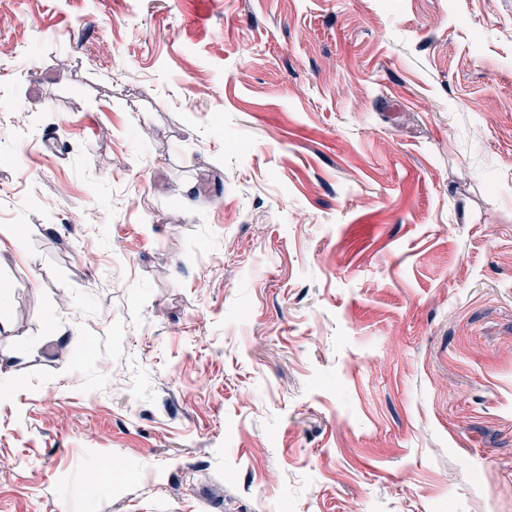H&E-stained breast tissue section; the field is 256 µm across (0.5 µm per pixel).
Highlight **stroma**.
Segmentation results:
<instances>
[{
    "mask_svg": "<svg viewBox=\"0 0 512 512\" xmlns=\"http://www.w3.org/2000/svg\"><path fill=\"white\" fill-rule=\"evenodd\" d=\"M0 512H512V0H0Z\"/></svg>",
    "mask_w": 512,
    "mask_h": 512,
    "instance_id": "1",
    "label": "stroma"
}]
</instances>
